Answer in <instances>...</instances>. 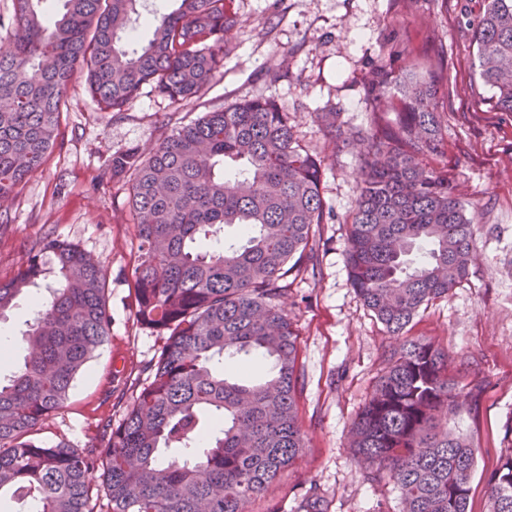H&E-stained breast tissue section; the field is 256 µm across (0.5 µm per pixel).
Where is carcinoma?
Instances as JSON below:
<instances>
[{"instance_id":"carcinoma-1","label":"carcinoma","mask_w":512,"mask_h":512,"mask_svg":"<svg viewBox=\"0 0 512 512\" xmlns=\"http://www.w3.org/2000/svg\"><path fill=\"white\" fill-rule=\"evenodd\" d=\"M13 0V46L0 54V200L45 163L78 78L101 110L121 112L144 85L172 101L198 97L223 66L227 0H175L139 49L126 41L140 0ZM478 73L497 112H512V0H483L473 25ZM400 96L391 95L392 89ZM439 87L431 69L386 63L367 79L376 113L393 133L370 131L348 224L351 285L389 336L385 373L350 427L364 478L389 480L402 512H468L475 449L439 420L477 397L432 341L405 336L430 302L468 281L477 228L440 152ZM336 145L350 142L338 112H321ZM112 175L131 182L138 218L132 290L138 321L165 342L147 384L117 425L85 453L40 437L73 382L110 335L106 278L66 239L45 235L0 281V317L34 288L23 364L0 376V499L12 512H94L104 489L112 512H249L300 458L297 333L279 303L288 277L309 274L314 228L324 223L322 161L302 148L272 99L235 103L177 129L144 159L112 154ZM272 358L273 375L246 381L248 356ZM508 452L487 479L489 512H512ZM101 471L102 486L90 475Z\"/></svg>"}]
</instances>
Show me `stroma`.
Here are the masks:
<instances>
[{
    "label": "stroma",
    "instance_id": "obj_1",
    "mask_svg": "<svg viewBox=\"0 0 512 512\" xmlns=\"http://www.w3.org/2000/svg\"><path fill=\"white\" fill-rule=\"evenodd\" d=\"M481 8L482 0H232L236 24L224 37V66L191 103H171L146 85L127 110L103 112L84 82L75 81L52 155L0 210V281L17 273L47 233L76 244L106 275L110 338L75 381L65 408L44 424L43 437L81 449L106 421H120L163 344L135 317L136 224L130 183L110 170L113 153L133 148L148 156L207 112L271 98L322 160L329 212L315 236L316 275L289 285L282 299L298 333L306 449L251 510L304 512L303 496L312 489L324 512H399L394 485L364 480L348 446L350 426L385 371L384 352L397 341L352 287L344 251L367 147L361 136L378 120L365 101V79L386 61L399 71H421L441 57L444 142L431 164L454 175L479 227V260L467 283L421 310L409 329L453 357L473 358L459 376L484 388L476 407L450 415L448 427L476 452L468 512H488L486 476L506 451L504 429L512 423V114L491 109V92L476 72L472 24ZM394 36L401 52L391 58ZM329 110L355 134L345 149H336L316 120ZM33 318L26 296L0 318L12 365L23 361L22 334Z\"/></svg>",
    "mask_w": 512,
    "mask_h": 512
}]
</instances>
